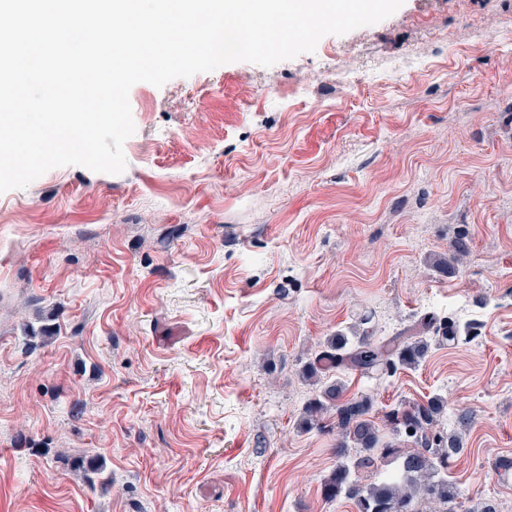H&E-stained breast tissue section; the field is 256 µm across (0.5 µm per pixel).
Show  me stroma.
Segmentation results:
<instances>
[{"label": "stroma", "instance_id": "1", "mask_svg": "<svg viewBox=\"0 0 512 512\" xmlns=\"http://www.w3.org/2000/svg\"><path fill=\"white\" fill-rule=\"evenodd\" d=\"M487 20L512 0H404L269 68L138 83L122 174L0 194V512H355L322 495L336 436L301 427L303 365L362 315L382 340L463 308L476 340L342 378L378 423L435 394L445 425L472 413L455 512H512V57Z\"/></svg>", "mask_w": 512, "mask_h": 512}]
</instances>
